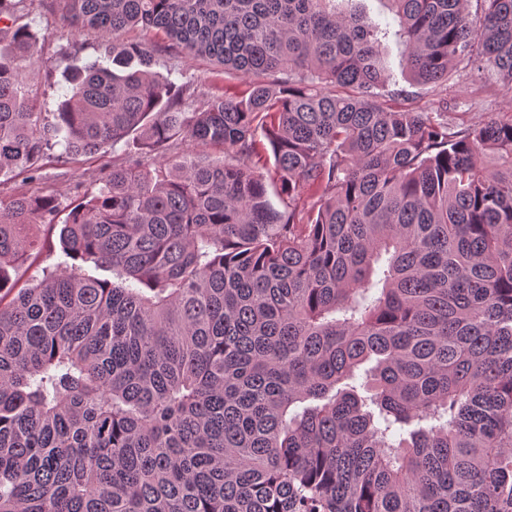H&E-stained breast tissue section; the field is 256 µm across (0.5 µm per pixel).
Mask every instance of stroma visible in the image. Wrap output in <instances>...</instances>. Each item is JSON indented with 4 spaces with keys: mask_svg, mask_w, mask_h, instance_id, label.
<instances>
[{
    "mask_svg": "<svg viewBox=\"0 0 512 512\" xmlns=\"http://www.w3.org/2000/svg\"><path fill=\"white\" fill-rule=\"evenodd\" d=\"M15 19L17 24L28 26L38 38L33 56L17 61L26 77L31 109L54 111L61 81L58 61L65 58L70 64L81 66L95 60L99 56L98 36L88 29L75 31L67 22L59 0H21ZM133 37L151 45L158 69L174 70L183 80L196 85L205 97L235 98L241 96L251 82L250 77L225 72L209 59L178 53L168 41L143 31H134ZM408 92L407 104L411 107L430 110L438 104H447L448 121L454 125L472 124L490 115L504 118L512 115V92L500 83L491 69H479L477 61L469 56L462 57L455 65L454 79L447 86L414 85ZM129 150V145L122 142L107 151L80 156L64 168L47 159L36 179L25 172L9 173L0 177V198L53 193L62 205L78 202L98 190L113 160L123 157ZM36 232L45 247L14 271L13 280L20 288L28 287L61 259L57 232L45 225L38 226Z\"/></svg>",
    "mask_w": 512,
    "mask_h": 512,
    "instance_id": "1",
    "label": "stroma"
}]
</instances>
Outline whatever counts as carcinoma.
I'll list each match as a JSON object with an SVG mask.
<instances>
[{"instance_id":"cac0c4a2","label":"carcinoma","mask_w":512,"mask_h":512,"mask_svg":"<svg viewBox=\"0 0 512 512\" xmlns=\"http://www.w3.org/2000/svg\"><path fill=\"white\" fill-rule=\"evenodd\" d=\"M17 2L0 175L140 153L20 291L60 203L0 199V512H512V116L457 130L379 101L473 52L511 91L512 0L478 21L468 0H388L382 23L337 0H65L103 60L65 68L50 121L15 64L36 43ZM134 28L272 80L197 110ZM175 140L224 159L151 162ZM65 216V212L59 214L54 231L49 230V227L46 225H40L34 229L45 242V247L42 251L20 264L13 272L12 276L16 283V289L27 288L34 279L42 277L44 269L52 268L61 260L58 235Z\"/></svg>"}]
</instances>
